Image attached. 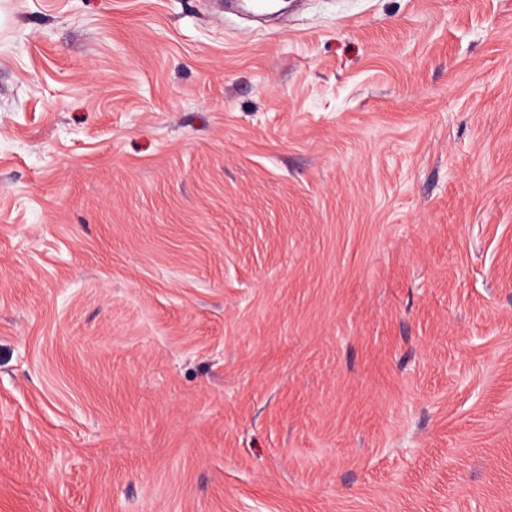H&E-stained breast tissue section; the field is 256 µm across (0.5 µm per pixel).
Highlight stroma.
<instances>
[{"label": "stroma", "instance_id": "obj_1", "mask_svg": "<svg viewBox=\"0 0 512 512\" xmlns=\"http://www.w3.org/2000/svg\"><path fill=\"white\" fill-rule=\"evenodd\" d=\"M0 0V512H512V0Z\"/></svg>", "mask_w": 512, "mask_h": 512}]
</instances>
